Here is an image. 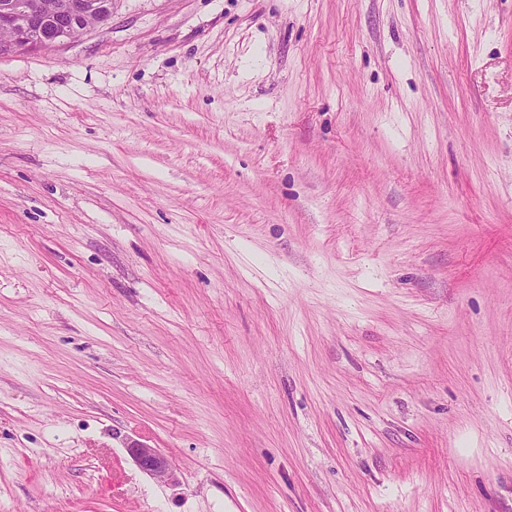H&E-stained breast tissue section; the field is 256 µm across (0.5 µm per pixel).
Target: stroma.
Masks as SVG:
<instances>
[{
    "label": "stroma",
    "mask_w": 512,
    "mask_h": 512,
    "mask_svg": "<svg viewBox=\"0 0 512 512\" xmlns=\"http://www.w3.org/2000/svg\"><path fill=\"white\" fill-rule=\"evenodd\" d=\"M0 512H512V0L1 53ZM128 454L143 471L162 481L176 480V474L166 456L158 449L143 443L130 442Z\"/></svg>",
    "instance_id": "stroma-1"
}]
</instances>
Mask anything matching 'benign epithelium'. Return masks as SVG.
<instances>
[{"mask_svg":"<svg viewBox=\"0 0 512 512\" xmlns=\"http://www.w3.org/2000/svg\"><path fill=\"white\" fill-rule=\"evenodd\" d=\"M107 10L105 0H57L49 7L42 0H0V32L5 34L0 52L58 46L101 23ZM127 452L154 478L176 480L175 471L159 449L133 441Z\"/></svg>","mask_w":512,"mask_h":512,"instance_id":"benign-epithelium-1","label":"benign epithelium"}]
</instances>
